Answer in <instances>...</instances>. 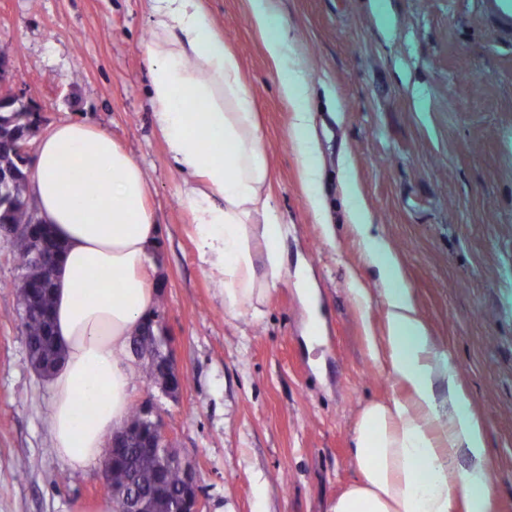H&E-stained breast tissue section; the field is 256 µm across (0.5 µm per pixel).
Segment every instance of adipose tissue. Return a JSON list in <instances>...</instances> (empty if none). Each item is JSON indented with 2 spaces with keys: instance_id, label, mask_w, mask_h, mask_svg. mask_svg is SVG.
<instances>
[{
  "instance_id": "1",
  "label": "adipose tissue",
  "mask_w": 512,
  "mask_h": 512,
  "mask_svg": "<svg viewBox=\"0 0 512 512\" xmlns=\"http://www.w3.org/2000/svg\"><path fill=\"white\" fill-rule=\"evenodd\" d=\"M153 2L146 52L156 127L181 178V203L225 314L257 319L285 278L288 229L276 216L241 64L204 0ZM247 8L291 106L307 205L325 218L307 71L275 0H247ZM149 189L142 166L109 132L86 121L59 122L39 141L31 191L38 218L64 246L53 309L64 358L47 379L49 429L53 451L74 472L102 458L128 416L129 340L157 294L150 277L160 226L146 206ZM346 212L382 283L386 334L369 345L406 394L361 411L352 435L358 477L330 512H493L486 426L358 191H348ZM462 457L467 465H459Z\"/></svg>"
}]
</instances>
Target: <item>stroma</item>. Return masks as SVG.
<instances>
[{
    "label": "stroma",
    "mask_w": 512,
    "mask_h": 512,
    "mask_svg": "<svg viewBox=\"0 0 512 512\" xmlns=\"http://www.w3.org/2000/svg\"><path fill=\"white\" fill-rule=\"evenodd\" d=\"M205 5L241 62L288 227L287 276L258 322L225 315L188 230L148 95L152 0H0V51L10 55L1 81L40 111L38 135L90 122L149 178L160 226L151 285L183 391L165 397L137 360L133 401L154 396L174 451L198 472L203 512H330L358 477L361 409L403 393L368 348L385 333L384 306L346 219L347 163L487 426L494 512H512V42L496 37L479 0H386L388 32L370 0H280L312 84L323 225L245 0ZM18 284L0 243V512H85L106 493L103 466L74 472L52 450L51 395L28 360Z\"/></svg>",
    "instance_id": "obj_1"
}]
</instances>
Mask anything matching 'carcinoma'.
Wrapping results in <instances>:
<instances>
[{"label": "carcinoma", "instance_id": "obj_1", "mask_svg": "<svg viewBox=\"0 0 512 512\" xmlns=\"http://www.w3.org/2000/svg\"><path fill=\"white\" fill-rule=\"evenodd\" d=\"M29 122L25 112H0V169L11 168L19 173L24 170L18 165L9 141ZM0 186V238L11 241L13 230L23 224L37 220L36 212L24 193L14 197L4 196ZM15 262L20 271V281H26L35 271L31 267V256L17 241H12ZM60 244L46 234L44 255L45 278L42 283L27 288H18V305L21 324L24 329L27 348L30 354L45 362V370H50L61 359L57 347L52 320V277L54 259L59 256ZM127 424L147 434L152 432V423L142 415V406L130 405ZM107 490H126L138 497L151 512H179L178 502L182 492V475L175 465L159 448L132 447L124 450L121 458L109 465L105 474Z\"/></svg>", "mask_w": 512, "mask_h": 512}]
</instances>
